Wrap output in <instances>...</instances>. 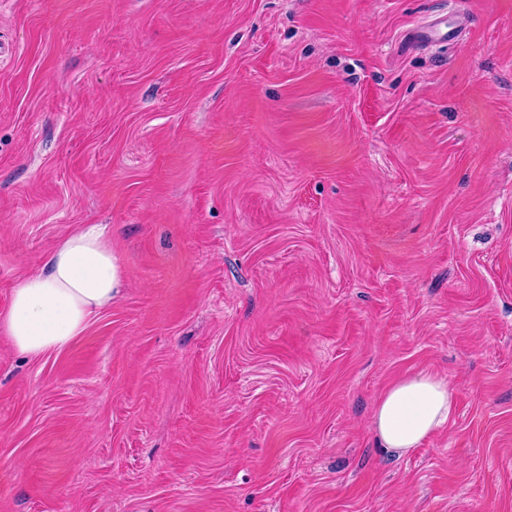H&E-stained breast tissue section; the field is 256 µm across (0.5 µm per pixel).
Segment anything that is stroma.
Wrapping results in <instances>:
<instances>
[{
    "instance_id": "stroma-1",
    "label": "stroma",
    "mask_w": 512,
    "mask_h": 512,
    "mask_svg": "<svg viewBox=\"0 0 512 512\" xmlns=\"http://www.w3.org/2000/svg\"><path fill=\"white\" fill-rule=\"evenodd\" d=\"M85 224L123 288L0 332V512H512V0H0V313ZM456 407V390L433 373L402 377L378 399L372 426L380 448L404 455L443 428Z\"/></svg>"
}]
</instances>
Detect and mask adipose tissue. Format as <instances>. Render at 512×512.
Here are the masks:
<instances>
[{"label":"adipose tissue","instance_id":"1","mask_svg":"<svg viewBox=\"0 0 512 512\" xmlns=\"http://www.w3.org/2000/svg\"><path fill=\"white\" fill-rule=\"evenodd\" d=\"M124 271L105 225L87 224L61 238L42 269L14 289L0 315V331L24 354L63 348L119 294ZM456 407V390L433 373L403 377L378 399L372 426L385 451L404 455L443 428Z\"/></svg>","mask_w":512,"mask_h":512}]
</instances>
